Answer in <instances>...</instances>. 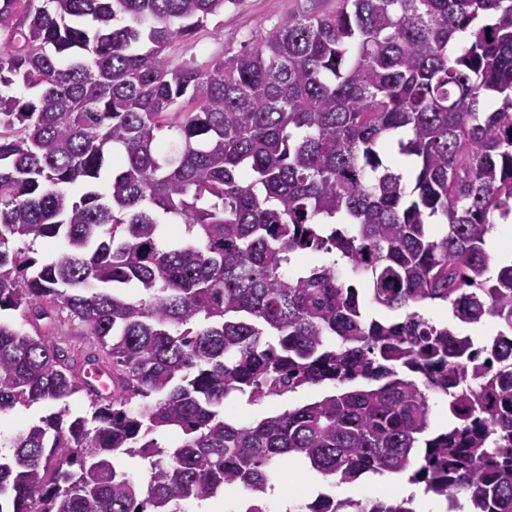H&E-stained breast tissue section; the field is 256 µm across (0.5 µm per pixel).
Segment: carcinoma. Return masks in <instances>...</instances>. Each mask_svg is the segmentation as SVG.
<instances>
[{"label":"carcinoma","mask_w":512,"mask_h":512,"mask_svg":"<svg viewBox=\"0 0 512 512\" xmlns=\"http://www.w3.org/2000/svg\"><path fill=\"white\" fill-rule=\"evenodd\" d=\"M227 2L0 0V312L21 319L0 320V415L58 406L0 435V512H185L228 490L267 512L294 461L512 512V262L485 248L512 214V0H307L173 64ZM48 239L65 247L37 255ZM429 303L500 330L462 335ZM61 307L116 380L83 415ZM323 385L250 424L224 411ZM436 397L456 419L439 431Z\"/></svg>","instance_id":"carcinoma-1"}]
</instances>
